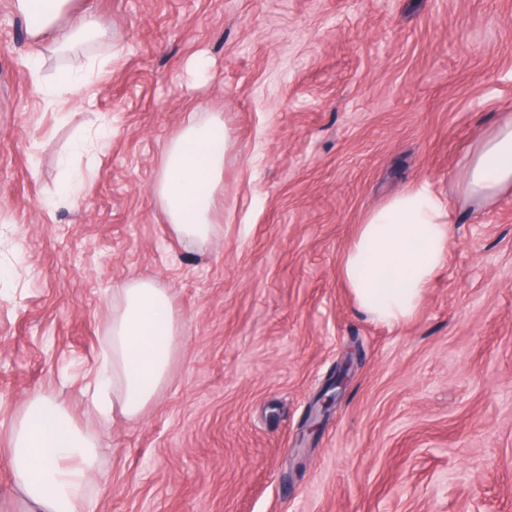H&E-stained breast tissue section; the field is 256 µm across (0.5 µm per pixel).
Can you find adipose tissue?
<instances>
[{"label":"adipose tissue","instance_id":"obj_1","mask_svg":"<svg viewBox=\"0 0 512 512\" xmlns=\"http://www.w3.org/2000/svg\"><path fill=\"white\" fill-rule=\"evenodd\" d=\"M30 38L75 45L95 28L93 18L59 28L71 0H14ZM229 135L219 112L191 110L169 137L153 186L173 232L208 241L224 181ZM512 190V116L466 159L464 195L474 201ZM452 225L447 204L428 189H413L371 211L343 256L342 276L358 307L376 321L400 325L419 311L426 288L444 266ZM110 361L89 389L101 416L137 419L169 381L181 321L167 289L133 278L112 291ZM10 472L25 512H88L97 471L95 442L57 401L30 396L12 424Z\"/></svg>","mask_w":512,"mask_h":512}]
</instances>
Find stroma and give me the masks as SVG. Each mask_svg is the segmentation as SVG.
<instances>
[{
	"instance_id": "1",
	"label": "stroma",
	"mask_w": 512,
	"mask_h": 512,
	"mask_svg": "<svg viewBox=\"0 0 512 512\" xmlns=\"http://www.w3.org/2000/svg\"><path fill=\"white\" fill-rule=\"evenodd\" d=\"M87 9L99 34L62 54L0 0V512H23L6 448L36 392L99 444L93 512H512V191L460 186L512 115V0H74L65 24ZM92 59L54 106L56 77ZM191 106L230 134L205 243L152 191ZM69 167L85 188L58 206ZM421 185L448 203V260L414 319L383 325L342 257ZM134 277L168 289L183 336L158 399L109 422L83 390ZM353 367L352 355L347 356L336 365V369L330 377L326 386L314 400L308 421V431H314L319 424V419L329 415L336 407L338 397L348 382Z\"/></svg>"
}]
</instances>
